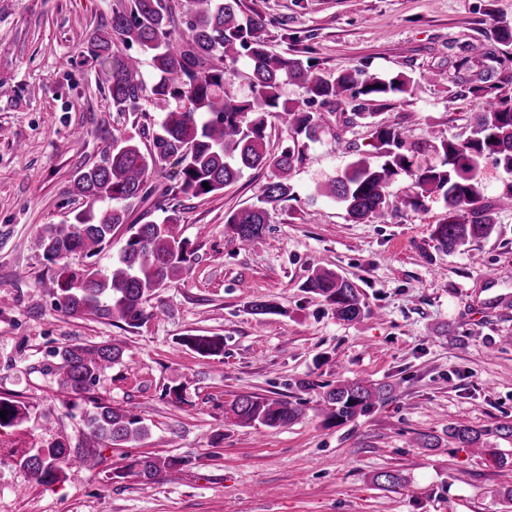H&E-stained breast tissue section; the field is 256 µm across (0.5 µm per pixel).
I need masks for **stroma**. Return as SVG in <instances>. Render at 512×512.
<instances>
[{
	"instance_id": "obj_1",
	"label": "stroma",
	"mask_w": 512,
	"mask_h": 512,
	"mask_svg": "<svg viewBox=\"0 0 512 512\" xmlns=\"http://www.w3.org/2000/svg\"><path fill=\"white\" fill-rule=\"evenodd\" d=\"M116 0H0V396L29 408L21 426L0 430V512H512V441L488 436L461 448L449 425L512 423V299L489 307L486 277L512 271V210L493 213L489 238L443 254L431 238L442 203L402 208L389 224L356 223L314 195L355 156L372 151L373 125L396 126L405 146L434 136L465 140L486 103L460 95L457 47H495L512 25V0H241L260 16L270 47L313 58L328 73L407 74L413 90L378 109L373 124L343 126L323 115L291 172L295 198L273 213L263 237L241 245L224 217L254 202L268 169L224 192L176 200L152 196L129 220L183 212L195 258L182 279L146 303L142 324L103 323L57 310L48 287L57 266L34 241L46 224H67L82 208L69 195L74 173L99 163L113 137L141 136L160 113L113 109L106 71L84 50L106 27ZM434 81H425V74ZM330 269L358 288L367 313L336 318L303 283ZM277 315H254L255 301ZM224 339L205 360L180 340ZM125 341L122 364L103 373L93 396L141 416L143 440L103 448L76 462L65 480L19 486L17 458L34 443L86 442L85 401L62 387L51 353L64 344ZM365 379L396 385L394 396L343 424L320 412L325 385ZM185 382L183 402L167 390ZM254 395L297 402L280 428L236 423L229 406ZM439 439L417 445L420 435ZM184 457L145 484L114 472L130 459ZM382 471L400 473L392 490Z\"/></svg>"
}]
</instances>
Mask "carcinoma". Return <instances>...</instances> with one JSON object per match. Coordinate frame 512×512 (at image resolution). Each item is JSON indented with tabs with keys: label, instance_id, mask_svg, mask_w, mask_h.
<instances>
[{
	"label": "carcinoma",
	"instance_id": "obj_1",
	"mask_svg": "<svg viewBox=\"0 0 512 512\" xmlns=\"http://www.w3.org/2000/svg\"><path fill=\"white\" fill-rule=\"evenodd\" d=\"M184 25L177 27L167 0H118L109 30L88 39L87 53L106 68L112 108L137 112L144 100L162 118L146 145L133 136H114L102 163L76 171L69 194L83 200L84 208L70 224L43 225L35 245L46 260L55 263L71 254L88 259L101 254L112 244L114 228L127 222L128 203L148 200V178L171 160L179 167V179L176 186L162 190L163 198L220 193L248 170L274 169L273 180L261 188L256 201L225 220L234 239L253 245L262 239L271 214L292 200L289 173L301 155L300 139H313L322 126L319 113L298 101L288 102L287 87H301L308 101L328 112L354 100V116L367 120L374 117V103L406 94L415 83L404 73L361 80L359 69L329 78L308 58L274 53L260 35L262 20L243 17L240 0H189ZM114 34L127 44L138 45L150 57L157 72L155 82L148 85L143 80L141 57L112 52ZM490 54V49L465 45L453 57L456 84L474 97L491 98V105L466 140L438 136L415 148L434 152L439 164L415 166L414 156L402 152L400 131L376 126L375 152L358 155L341 173L317 184L315 194L342 204L355 221L386 224L399 211L390 186L404 174L410 178L404 205L418 209L429 200L443 201L446 217L432 229L439 251L452 253L472 240L491 236L496 231L493 211L505 208L504 202L512 199V184L493 201L485 202L482 197L488 158L494 159L504 179L512 181V96L501 94L498 80L499 73L512 70V53L495 58L499 66L492 74L475 72L476 63ZM242 59L249 69L247 89L241 95L232 94L228 91L230 75ZM272 113L288 128L293 143L276 156L266 146ZM162 212L164 216L156 222L129 225L125 244L107 271L92 264L79 269L62 265L50 288L56 307L72 317L92 315L102 322L118 319L129 328L138 327L145 317V303L159 289L180 281L191 265L193 250L183 236L180 212L175 206ZM303 288L331 306L341 320L352 322L364 315L357 288L333 270L312 272ZM181 342L203 358L224 352L221 336L189 335ZM55 356L60 385L83 400L105 369L122 363L124 342L114 338L91 346L66 344L55 350ZM395 390L391 383L339 382L323 392L326 420L350 421L371 411ZM2 410L7 414L6 419L0 418V429L18 425L27 415V407L11 397L0 396ZM231 411L240 425L258 423L269 428L287 426L302 414L298 405L287 400L251 395L237 398ZM85 426L88 448L121 446L148 434L141 417L102 400L91 401ZM490 434L511 440L512 423L499 424L492 431L448 426V438L466 448L480 447L482 437ZM70 456L68 446L55 440L25 454L18 465L27 478L49 485L66 475ZM186 464L181 457L144 455L115 476L133 472L147 484L162 470Z\"/></svg>",
	"mask_w": 512,
	"mask_h": 512
}]
</instances>
